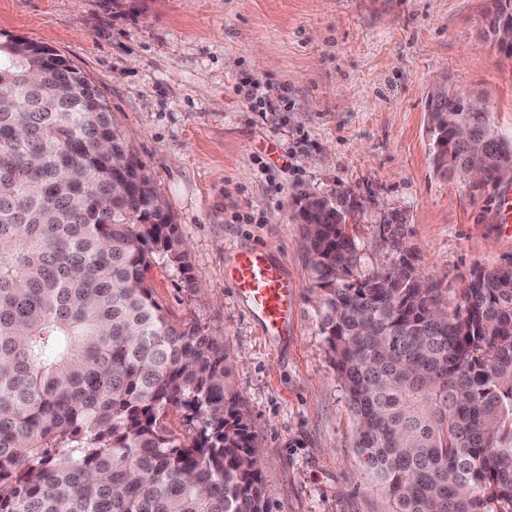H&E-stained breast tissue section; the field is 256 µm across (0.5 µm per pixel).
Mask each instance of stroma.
I'll list each match as a JSON object with an SVG mask.
<instances>
[{
	"label": "stroma",
	"instance_id": "obj_1",
	"mask_svg": "<svg viewBox=\"0 0 512 512\" xmlns=\"http://www.w3.org/2000/svg\"><path fill=\"white\" fill-rule=\"evenodd\" d=\"M490 5L0 0V35L54 49L102 92L175 224L187 266L157 262L148 279L171 321L223 340L268 512H391L355 446L296 196H350L357 276L391 266L399 241L451 311L474 269L512 263L499 218L512 184L480 191L437 169L427 112L448 84L512 145V60L484 40ZM257 246L296 285L284 339L224 280Z\"/></svg>",
	"mask_w": 512,
	"mask_h": 512
}]
</instances>
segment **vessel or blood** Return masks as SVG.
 <instances>
[{
  "mask_svg": "<svg viewBox=\"0 0 512 512\" xmlns=\"http://www.w3.org/2000/svg\"><path fill=\"white\" fill-rule=\"evenodd\" d=\"M227 279L238 297L261 315L267 331H286L296 313L295 287L266 249L237 252Z\"/></svg>",
  "mask_w": 512,
  "mask_h": 512,
  "instance_id": "b4317fda",
  "label": "vessel or blood"
}]
</instances>
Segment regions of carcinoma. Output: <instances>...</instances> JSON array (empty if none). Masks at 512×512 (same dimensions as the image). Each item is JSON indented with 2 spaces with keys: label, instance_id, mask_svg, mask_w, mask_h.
<instances>
[{
  "label": "carcinoma",
  "instance_id": "carcinoma-1",
  "mask_svg": "<svg viewBox=\"0 0 512 512\" xmlns=\"http://www.w3.org/2000/svg\"><path fill=\"white\" fill-rule=\"evenodd\" d=\"M486 37L512 27L493 0ZM0 39V512H267L224 344L177 325L146 274L186 252L101 91ZM434 163L487 182L512 146L479 102L428 105ZM468 123L471 140L459 138ZM356 447L392 512H512V265L441 307L413 264L355 278L344 199L298 209ZM198 432L178 445L166 409Z\"/></svg>",
  "mask_w": 512,
  "mask_h": 512
}]
</instances>
